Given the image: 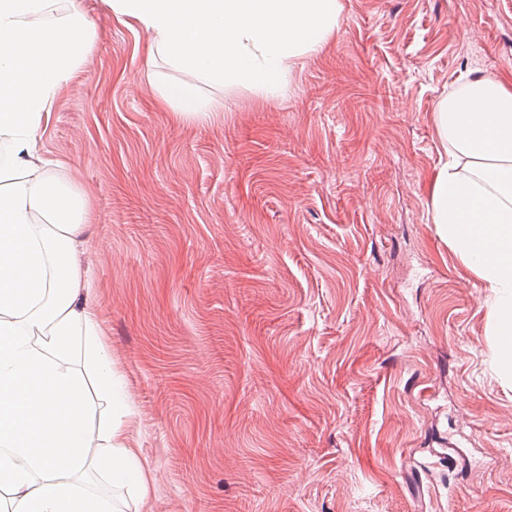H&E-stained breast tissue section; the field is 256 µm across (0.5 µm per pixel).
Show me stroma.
<instances>
[{"label": "stroma", "mask_w": 512, "mask_h": 512, "mask_svg": "<svg viewBox=\"0 0 512 512\" xmlns=\"http://www.w3.org/2000/svg\"><path fill=\"white\" fill-rule=\"evenodd\" d=\"M278 95L159 106L148 38L80 0L93 48L37 133L88 202L77 260L146 462L121 512H512V377L427 187L435 113L512 73V0H341Z\"/></svg>", "instance_id": "1"}]
</instances>
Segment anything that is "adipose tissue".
<instances>
[{
	"mask_svg": "<svg viewBox=\"0 0 512 512\" xmlns=\"http://www.w3.org/2000/svg\"><path fill=\"white\" fill-rule=\"evenodd\" d=\"M0 0V512H119L74 474L95 465L112 487L142 484L121 419L89 422L81 346L106 403L122 397L75 259L89 222L82 195L36 156L58 89L91 50L78 0ZM113 17L149 39L148 53L214 84L275 94L304 56L322 52L340 0H108ZM171 111L224 109L194 86L156 87ZM446 159L428 187L431 219L490 290L500 363L512 369V79L472 76L435 114Z\"/></svg>",
	"mask_w": 512,
	"mask_h": 512,
	"instance_id": "ef3b65f1",
	"label": "adipose tissue"
}]
</instances>
